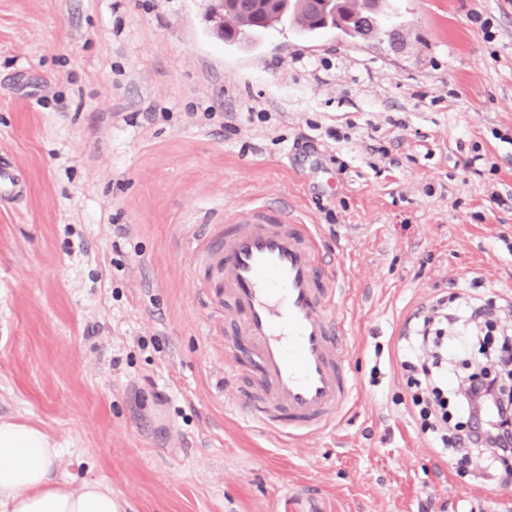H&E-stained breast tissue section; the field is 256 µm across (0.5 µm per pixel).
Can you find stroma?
Segmentation results:
<instances>
[{"label": "stroma", "instance_id": "35a3bbf8", "mask_svg": "<svg viewBox=\"0 0 512 512\" xmlns=\"http://www.w3.org/2000/svg\"><path fill=\"white\" fill-rule=\"evenodd\" d=\"M389 5L365 40L227 46L208 0H0V417L60 474L125 512H512L442 461L394 355L437 298L512 303V0ZM254 201L344 289L353 402L291 443L238 412L259 369L195 261Z\"/></svg>", "mask_w": 512, "mask_h": 512}]
</instances>
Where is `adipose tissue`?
<instances>
[{
  "instance_id": "obj_1",
  "label": "adipose tissue",
  "mask_w": 512,
  "mask_h": 512,
  "mask_svg": "<svg viewBox=\"0 0 512 512\" xmlns=\"http://www.w3.org/2000/svg\"><path fill=\"white\" fill-rule=\"evenodd\" d=\"M60 450L41 429L0 420V512H120L104 479L58 475Z\"/></svg>"
}]
</instances>
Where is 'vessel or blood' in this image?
Masks as SVG:
<instances>
[{
  "instance_id": "obj_1",
  "label": "vessel or blood",
  "mask_w": 512,
  "mask_h": 512,
  "mask_svg": "<svg viewBox=\"0 0 512 512\" xmlns=\"http://www.w3.org/2000/svg\"><path fill=\"white\" fill-rule=\"evenodd\" d=\"M196 259L212 307L234 313L259 366L240 408L291 440L334 429L354 386L334 313L338 282L322 268L314 225L253 202L213 225Z\"/></svg>"
}]
</instances>
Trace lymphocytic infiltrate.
I'll return each mask as SVG.
<instances>
[{
	"mask_svg": "<svg viewBox=\"0 0 512 512\" xmlns=\"http://www.w3.org/2000/svg\"><path fill=\"white\" fill-rule=\"evenodd\" d=\"M480 304L448 311L437 300L416 313L413 335L397 340L398 371L412 390L409 407L416 413L423 434L432 438L440 454L450 462L467 465L473 476L512 480L506 464L512 459V355L494 351L497 375L482 371V358L473 356L467 331ZM456 324L459 335H446L442 325ZM464 358L468 371H449V357Z\"/></svg>",
	"mask_w": 512,
	"mask_h": 512,
	"instance_id": "f902f5d3",
	"label": "lymphocytic infiltrate"
}]
</instances>
